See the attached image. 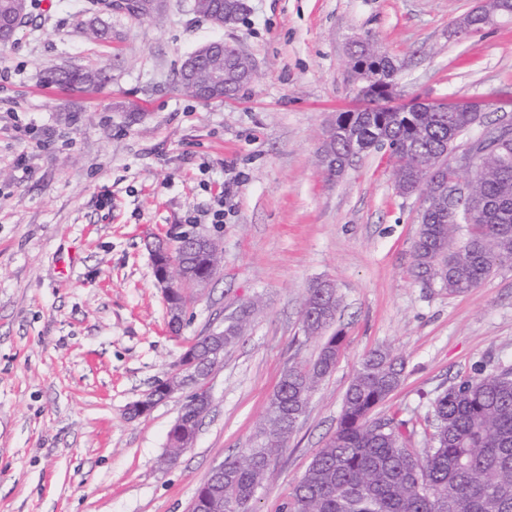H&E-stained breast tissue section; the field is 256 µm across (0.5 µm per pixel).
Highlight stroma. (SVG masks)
I'll return each mask as SVG.
<instances>
[{
  "label": "stroma",
  "instance_id": "obj_1",
  "mask_svg": "<svg viewBox=\"0 0 512 512\" xmlns=\"http://www.w3.org/2000/svg\"><path fill=\"white\" fill-rule=\"evenodd\" d=\"M30 2L0 45V512H189L209 471L257 443L282 374L317 358L301 309L321 279L336 285L344 342L249 512H282L369 351L404 361L373 418L410 421L421 450L437 395L512 368V263L464 294L425 287L411 274L419 200L398 193L388 150L338 179L316 163L330 121L363 104L355 36L393 58L400 94L464 97L484 125L512 122V20L457 38L478 0H246L241 20L217 28L193 0H167L157 19L105 15L112 41L99 44L77 25L91 0ZM216 40L252 56L257 77L202 103L177 72ZM102 61L100 87L45 80ZM187 225L219 241L223 268L190 294L173 337L148 243ZM252 300L193 447L165 462L185 394L144 418L128 406Z\"/></svg>",
  "mask_w": 512,
  "mask_h": 512
}]
</instances>
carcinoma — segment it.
Masks as SVG:
<instances>
[{"instance_id": "carcinoma-1", "label": "carcinoma", "mask_w": 512, "mask_h": 512, "mask_svg": "<svg viewBox=\"0 0 512 512\" xmlns=\"http://www.w3.org/2000/svg\"><path fill=\"white\" fill-rule=\"evenodd\" d=\"M101 10L132 19L147 13L125 9L114 0H96ZM205 15L221 11L224 22L237 23L244 8L222 0H198ZM28 0H0V17L25 19ZM96 17L80 21L85 34L112 38ZM101 72L62 68L50 82L91 86ZM482 124L479 112H401L372 106L338 114L339 133L331 145L336 174L350 151L363 154L386 144L391 148L395 182L409 190L430 161L454 149V135ZM482 174L469 180L472 194L485 202L476 210L459 203V219L448 202L434 196L420 214L412 274L451 295L478 286L494 268L512 263V143L479 162ZM255 303L242 307L224 325V348L245 332ZM338 307L334 288H309L302 324L309 336L331 326ZM343 338L328 337L314 363L288 367L267 403L262 441L224 460V476L199 489L203 512H245L266 478L284 441L306 412L311 394L333 369ZM404 363L389 349L369 351L345 393L336 432L311 460L294 486L284 512H512V369L474 376L448 387L432 404L430 450L416 465L409 447L408 422L395 417L370 419L401 382Z\"/></svg>"}]
</instances>
